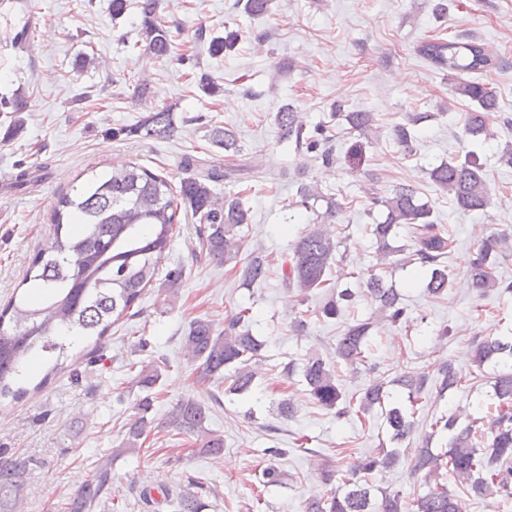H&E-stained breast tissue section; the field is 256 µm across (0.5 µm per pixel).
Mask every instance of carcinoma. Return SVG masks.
<instances>
[{
  "instance_id": "obj_1",
  "label": "carcinoma",
  "mask_w": 512,
  "mask_h": 512,
  "mask_svg": "<svg viewBox=\"0 0 512 512\" xmlns=\"http://www.w3.org/2000/svg\"><path fill=\"white\" fill-rule=\"evenodd\" d=\"M245 13L264 17L273 14L277 0H237ZM140 30L146 53L154 59L172 58L174 35L163 20L160 0H136ZM240 38L234 29L210 40L209 54L218 57L232 52ZM417 52L434 68L459 73L486 71L501 64L483 43L474 37L455 36L448 40L435 37L417 46ZM453 93L475 104L464 115V131L472 137H490L492 115L500 111L496 95L484 84L460 80ZM344 120L349 128L363 136L377 129L372 112H348ZM279 141L291 143L298 153H316L328 163L332 159L329 135L323 127L310 129L295 106L287 104L276 113ZM176 129L171 107L154 105L134 126L120 128L112 136L142 139H167ZM398 146L413 151L414 135L404 124L392 129ZM211 144L229 156L241 153L235 133L227 127L209 131ZM245 171L242 166L223 170L211 167L195 177L172 186L164 177L146 167L131 163L115 168L104 176L94 175L71 196L61 195L52 209V241L32 259L26 281L33 292L14 296L0 305V399L20 401L28 388L20 379L21 365L42 353L56 359L67 357V347L59 341L61 333L93 337L101 341L113 324L125 318L142 299L146 288L158 277V260L169 248L175 225L181 223V208L191 211L201 250L212 261L230 265L241 272L250 285L267 279L271 262L252 251L242 255V228L250 223V209L239 194L221 195L213 184L230 180ZM431 180L446 192L455 205L467 212L484 211L490 205L491 188L480 157L470 152L464 159H450L429 171ZM301 206L316 210L325 202L322 217L338 218L342 207L322 194L314 185L298 190ZM372 205L385 209V219L370 226L375 240L373 272L364 282V291L375 304L374 316L350 322L336 345V358L353 367L368 360V339L376 320L392 324L407 322V310L397 289L386 285L380 271L401 265L396 255L403 251L392 245L398 229L415 230L408 259L428 269L426 291L434 298L448 294L449 274L446 258L453 241L432 219L430 207L419 201L408 186L392 190L375 189ZM341 241L329 228L315 224L294 242L287 261L285 286L308 299L309 293L330 284L331 267ZM512 250V230L495 229L481 242L468 274L470 288L477 293L500 289L512 294V282L497 274L499 257ZM352 299L343 290L331 295L315 311L324 319L341 313L342 303ZM250 312L241 309L228 316L219 331L208 319L193 320L183 336V347L202 382L224 383L230 395H251L257 388L265 342L246 328ZM472 363L482 368L492 364L494 412L487 429L477 425L460 408L435 418L430 436L446 437L448 451L439 454L429 447L417 448L412 458L414 473L424 478L425 490L411 500L398 491L383 490L371 495L373 475L394 467L401 449L391 448L378 457L360 459L342 470L331 461L320 472V482L330 487L327 494H314L305 500L304 512H465L463 499L448 492L444 476L459 482L464 492L475 498L512 495V340L496 338L473 345ZM302 385L313 403L336 414L360 421L378 414L396 443L406 441L415 428L420 395L429 387L438 393L459 390L466 377L449 361L441 362L437 376L410 372L393 378L371 381L359 397H346L336 383L335 370L320 356H311L301 370ZM162 378L161 366L142 367L135 386L142 395L135 405L136 414L127 423V431L112 458L98 469L93 480L85 483L70 502V512H91L106 501L111 482L112 461L141 447V439L152 430L149 414L154 404V389ZM210 410L193 398L179 400L169 412L165 424L194 437L193 451L207 456L224 454V437L206 428ZM37 460L0 448V512H19L22 492ZM346 487L336 489V480ZM158 490L172 512H203L206 504L189 491H173L163 484Z\"/></svg>"
}]
</instances>
